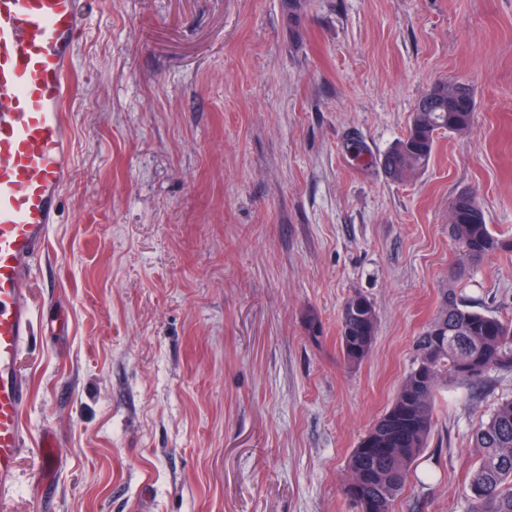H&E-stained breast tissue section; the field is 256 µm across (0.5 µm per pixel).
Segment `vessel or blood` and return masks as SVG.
Returning <instances> with one entry per match:
<instances>
[{
	"label": "vessel or blood",
	"instance_id": "1",
	"mask_svg": "<svg viewBox=\"0 0 512 512\" xmlns=\"http://www.w3.org/2000/svg\"><path fill=\"white\" fill-rule=\"evenodd\" d=\"M83 22L80 0H0V495L28 446L19 359L34 334L30 279L70 175L63 108Z\"/></svg>",
	"mask_w": 512,
	"mask_h": 512
}]
</instances>
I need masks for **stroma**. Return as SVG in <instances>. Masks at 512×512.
<instances>
[{
    "instance_id": "stroma-1",
    "label": "stroma",
    "mask_w": 512,
    "mask_h": 512,
    "mask_svg": "<svg viewBox=\"0 0 512 512\" xmlns=\"http://www.w3.org/2000/svg\"><path fill=\"white\" fill-rule=\"evenodd\" d=\"M72 71V172L20 359L30 444L0 512H359L347 462L440 306L449 201L475 192L512 240V0H306L293 19L288 0H91ZM455 79L471 131L391 180L379 158ZM457 290L512 317V252ZM358 293L378 326L351 366ZM506 398L512 370L441 390L395 512H469L472 435ZM377 322L375 307L365 295L355 294L347 299L342 312L339 336L347 364L358 365L368 356Z\"/></svg>"
}]
</instances>
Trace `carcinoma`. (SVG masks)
Here are the masks:
<instances>
[{
	"label": "carcinoma",
	"mask_w": 512,
	"mask_h": 512,
	"mask_svg": "<svg viewBox=\"0 0 512 512\" xmlns=\"http://www.w3.org/2000/svg\"><path fill=\"white\" fill-rule=\"evenodd\" d=\"M475 99L459 81H442L418 101L405 135L380 158L386 175L407 182L428 166L442 132L464 135L473 127ZM448 230L458 248L452 275L512 242L492 232L469 191L448 203ZM378 316L363 294L347 299L341 317L344 360L357 365L369 354ZM415 365L391 406L353 449L347 493L365 512H394L411 469L434 425L437 393L450 381L475 382L491 370L512 369V319L481 312L453 287L443 289L439 310L415 343ZM477 461L466 487L470 512H512V398L498 403L472 436Z\"/></svg>",
	"instance_id": "cac0c4a2"
}]
</instances>
